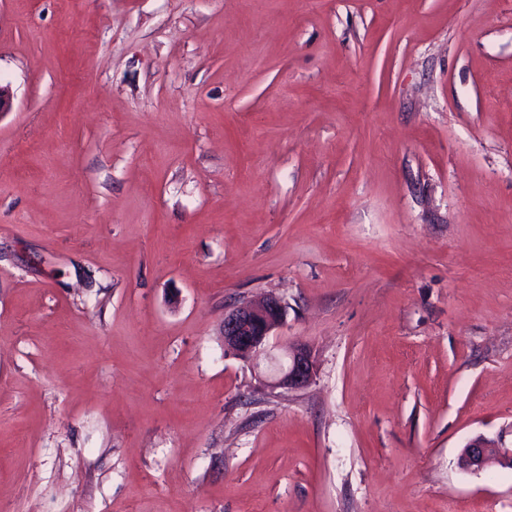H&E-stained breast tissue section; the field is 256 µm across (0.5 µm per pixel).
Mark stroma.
I'll use <instances>...</instances> for the list:
<instances>
[{"label": "stroma", "instance_id": "stroma-1", "mask_svg": "<svg viewBox=\"0 0 512 512\" xmlns=\"http://www.w3.org/2000/svg\"><path fill=\"white\" fill-rule=\"evenodd\" d=\"M0 83V512H512V0H0ZM287 307L275 296L257 304L245 303L224 314V352L243 359L265 351L272 332L283 325ZM288 362L279 371L274 384L288 389L309 386L316 377V364L312 352L305 345L288 346ZM494 463L512 466V448L505 446L502 435L475 436L466 443L458 458L460 468L471 472H479Z\"/></svg>", "mask_w": 512, "mask_h": 512}]
</instances>
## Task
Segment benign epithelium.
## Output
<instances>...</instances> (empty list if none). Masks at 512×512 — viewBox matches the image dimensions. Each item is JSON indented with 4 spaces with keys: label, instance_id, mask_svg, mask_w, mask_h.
I'll list each match as a JSON object with an SVG mask.
<instances>
[{
    "label": "benign epithelium",
    "instance_id": "1",
    "mask_svg": "<svg viewBox=\"0 0 512 512\" xmlns=\"http://www.w3.org/2000/svg\"><path fill=\"white\" fill-rule=\"evenodd\" d=\"M287 307L275 296L263 301L245 303L224 314V352L243 359L256 358L265 351L271 333L283 325ZM288 362L279 371L274 384L288 389L309 386L316 377L312 352L305 345L288 346ZM512 466V448L503 443L502 436L478 435L463 447L458 464L461 469L479 472L491 464Z\"/></svg>",
    "mask_w": 512,
    "mask_h": 512
}]
</instances>
